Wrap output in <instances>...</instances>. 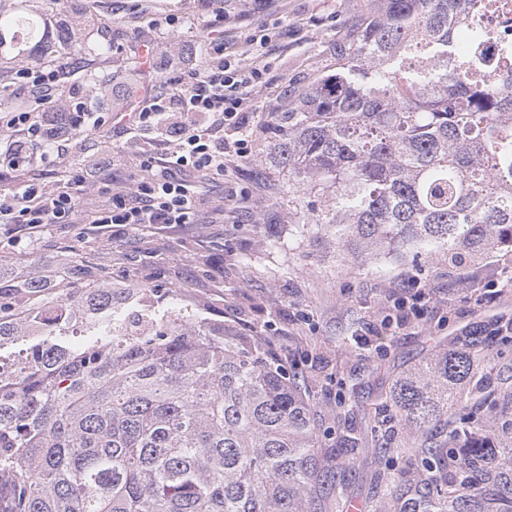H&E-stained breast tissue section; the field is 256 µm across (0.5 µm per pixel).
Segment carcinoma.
Masks as SVG:
<instances>
[{
  "instance_id": "carcinoma-1",
  "label": "carcinoma",
  "mask_w": 512,
  "mask_h": 512,
  "mask_svg": "<svg viewBox=\"0 0 512 512\" xmlns=\"http://www.w3.org/2000/svg\"><path fill=\"white\" fill-rule=\"evenodd\" d=\"M337 53L336 73L274 125L268 162L288 177L296 224L327 231L356 258L450 263L512 250V18L493 0H380ZM81 14L88 0H48ZM77 64L74 30L49 40L43 14L0 20L6 40ZM311 191L324 205H303ZM85 277L76 264L59 283ZM47 282L0 280V512H328L345 487L318 446L296 375L259 342L171 310L127 336L139 312L95 281L55 303L87 318L92 339L46 322ZM14 295L29 303L15 307ZM471 335L389 390L403 448L373 457L374 512H512V388L485 370Z\"/></svg>"
}]
</instances>
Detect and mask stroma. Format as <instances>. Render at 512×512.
Here are the masks:
<instances>
[{
  "label": "stroma",
  "instance_id": "obj_1",
  "mask_svg": "<svg viewBox=\"0 0 512 512\" xmlns=\"http://www.w3.org/2000/svg\"><path fill=\"white\" fill-rule=\"evenodd\" d=\"M89 39H98V20L109 21L112 54L96 59L108 69L113 88L97 105L116 120L74 139L53 166L6 171L0 183L17 188L28 180L53 188L76 164L122 161L139 150L164 152L165 145L124 135L120 120L133 106L119 91L135 77L142 95L167 92L164 78L146 62L200 55L204 21L217 11L229 15L224 37L243 64L254 61L245 42L267 28L273 35L267 85L243 109L255 156L231 162L220 179L192 173L203 206L195 224H157L134 229L97 224L108 200L86 199L73 224H53L7 246L9 227H0V277L48 276L78 263L93 279L125 289L131 302L158 310L171 301L194 302L196 318L223 324L258 341L284 366L306 379V396L319 427L322 448L337 454L339 476L352 503L367 505L373 491L369 465L382 440L371 432L384 416L385 393L394 377L435 350L473 331L484 336V364L491 374L512 376V352L496 329L512 324V252L492 250L461 265L440 257L361 261L336 250L328 234L309 226L289 237L293 206L286 176L266 164L270 131L278 113L291 109L305 89L336 71V46L365 18L373 0H91ZM156 15L176 20L162 33L148 22ZM423 297V316L382 335L395 302ZM358 438L349 450V438Z\"/></svg>",
  "mask_w": 512,
  "mask_h": 512
}]
</instances>
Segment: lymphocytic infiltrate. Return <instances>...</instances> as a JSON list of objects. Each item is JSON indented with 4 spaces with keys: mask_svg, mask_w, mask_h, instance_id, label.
<instances>
[{
    "mask_svg": "<svg viewBox=\"0 0 512 512\" xmlns=\"http://www.w3.org/2000/svg\"><path fill=\"white\" fill-rule=\"evenodd\" d=\"M208 57L198 67L173 66L171 89L139 102L128 126L130 134H154L170 145L159 158L140 152L129 158L128 185L115 183L111 167H77L53 188L30 182L19 188L0 187V224H10L12 243L41 232L50 224L72 223L88 194L104 195L109 206L95 218L99 224H194L201 212L200 194L178 178L182 169L208 177L224 174L227 157L246 161L252 156L250 140L225 141V128L241 129L247 120L242 110L250 94L265 84L271 72L266 60L267 41L255 47L256 62L243 66L224 53V36L204 23ZM65 68L58 61H35L11 70L14 83L31 89L40 104L54 105L65 96ZM105 112H66L53 129H46L36 113L16 108L0 113V127L40 145V154L26 157L13 150L0 153V165L18 169L28 163L50 166L63 143L90 129L108 124Z\"/></svg>",
    "mask_w": 512,
    "mask_h": 512,
    "instance_id": "f902f5d3",
    "label": "lymphocytic infiltrate"
}]
</instances>
